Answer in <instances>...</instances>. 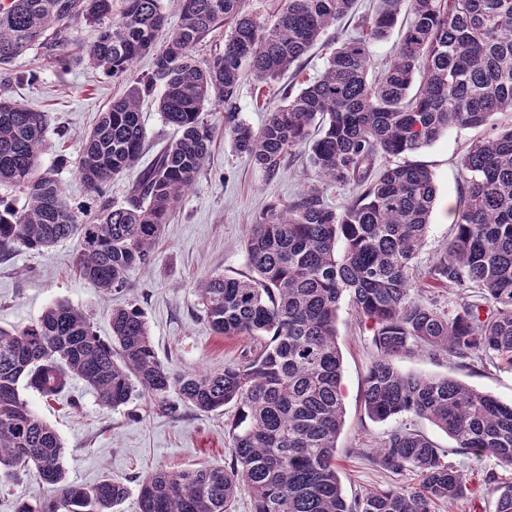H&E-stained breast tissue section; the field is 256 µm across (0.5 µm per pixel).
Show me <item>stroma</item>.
<instances>
[{"mask_svg":"<svg viewBox=\"0 0 512 512\" xmlns=\"http://www.w3.org/2000/svg\"><path fill=\"white\" fill-rule=\"evenodd\" d=\"M96 35L95 26L83 21L73 24L68 33L73 59L64 69L48 49L37 45L27 49L11 62L9 71L17 81L7 89L8 96L17 103L46 114L47 135L39 165L55 169L67 201L82 220L96 214L99 202L81 180L75 162L99 112L126 90L125 81L106 75L83 59V50ZM290 84L287 75L269 86L244 76L236 96L241 120L253 130H260L268 118L270 102L278 100ZM140 113L146 149L139 164L144 167L175 132L163 123L156 96L142 98ZM486 133L483 127L454 128L410 156L411 161L432 171L438 189V204L417 257L420 272L413 286L441 311L456 295L445 288L429 287L423 271L446 246L454 209L464 192L458 159ZM310 185L319 188L330 204L340 205L347 198L345 189L321 179L306 155L290 158L277 175L270 176L236 154L223 136H216L196 185L172 212L150 268L131 272L127 288L105 295L76 273L77 241L40 251L19 250L0 263V327L27 326L52 303L65 301L82 310L97 336L108 343L112 340V309L133 305L143 311L155 349L173 372H211L243 362L259 348V340L215 335L205 319L195 285L215 271L233 277L245 273L244 243L253 220L268 206L288 203ZM337 343L343 357L341 391L345 408L337 454L347 498L377 488L419 486L417 473L387 472L373 459L386 435L397 428L414 429L428 436L445 450L446 462L467 481L490 475L497 483H512V467L503 466L493 457L476 460L456 452L453 440L427 420L403 415L375 422L367 417L361 391L378 351L371 330L360 323L346 302L338 312ZM397 365L405 372L448 375L502 402L512 401V367L497 360L463 362L448 352L418 346L399 358ZM24 396L32 410L58 433L65 447L63 464L69 482L92 485L109 476L128 486L130 493L119 512H138L135 490L148 469L175 471L203 464L221 465L230 459V429L237 417L232 404L209 413L185 408L169 416L141 398L133 400L128 408L115 410L102 405L97 395L76 378L57 400L45 401L30 390Z\"/></svg>","mask_w":512,"mask_h":512,"instance_id":"35a3bbf8","label":"stroma"}]
</instances>
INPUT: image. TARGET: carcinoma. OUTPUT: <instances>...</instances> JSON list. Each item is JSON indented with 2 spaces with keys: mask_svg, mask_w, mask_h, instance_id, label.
<instances>
[{
  "mask_svg": "<svg viewBox=\"0 0 512 512\" xmlns=\"http://www.w3.org/2000/svg\"><path fill=\"white\" fill-rule=\"evenodd\" d=\"M122 4L120 17L108 22L112 0H0L1 70L35 45L67 65L68 30L82 18L99 27L84 50L88 61L129 82L99 114L77 160L99 200L89 223L78 220L54 174L38 171L45 113L0 99V185L25 196L20 211L0 206V258L76 238L80 276L105 294L125 288L133 270L151 264L169 213L209 158L216 127L203 110L216 100L224 103V137L236 153L275 174L286 156L305 149L324 180L349 196L331 206L309 187L268 207L245 243L248 273H211L197 283L217 335L268 337L251 359L220 372H172L136 307L112 310L110 344L64 301L21 329L0 327V478L32 476L51 490L39 500L17 499L15 512H116L128 495L110 476L91 486L67 482L61 439L22 396L31 388L53 398L73 377L114 410L136 397L172 415L182 405L201 412L237 407L230 462L147 473L138 484L139 512H231L243 492L254 512H432L467 493H495L496 512H512V484L466 481L414 430H392L376 463L418 472V491L375 490L349 502L336 456L345 415L336 322L347 297L370 323L378 350L361 397L367 416L425 419L461 453L512 466V403L396 365L420 344L512 366V125L493 123L494 115L512 113V0H379L359 20L360 34L332 39L322 74L284 92L257 132L237 112L243 71L259 84L284 75L353 0H282L271 22L246 11L244 0H181L175 30L166 26L161 0ZM401 21L393 58L368 79L371 45ZM222 26L223 52L200 63L198 46ZM149 54L151 73L131 77L133 62ZM158 88L162 121L179 136L136 174L126 204L114 205L112 180L134 170L144 148L140 100ZM486 125L491 131L458 160L466 191L455 233L425 271L432 287L457 292L439 311L414 293L410 279L438 198L434 175L421 164L375 163L415 153L451 128Z\"/></svg>",
  "mask_w": 512,
  "mask_h": 512,
  "instance_id": "cac0c4a2",
  "label": "carcinoma"
}]
</instances>
